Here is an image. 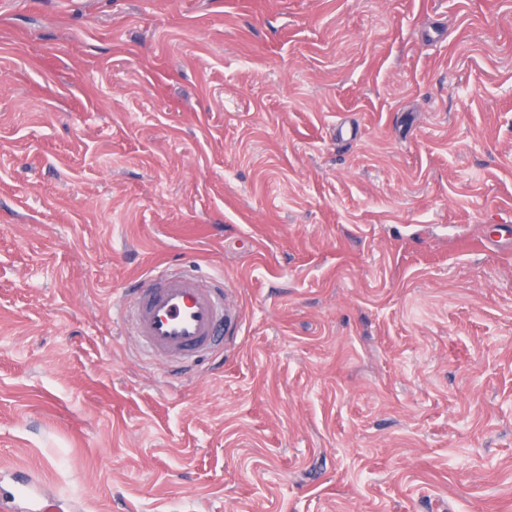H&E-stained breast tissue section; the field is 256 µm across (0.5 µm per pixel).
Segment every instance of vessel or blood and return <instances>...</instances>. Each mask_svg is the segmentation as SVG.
I'll return each instance as SVG.
<instances>
[{
	"instance_id": "1",
	"label": "vessel or blood",
	"mask_w": 512,
	"mask_h": 512,
	"mask_svg": "<svg viewBox=\"0 0 512 512\" xmlns=\"http://www.w3.org/2000/svg\"><path fill=\"white\" fill-rule=\"evenodd\" d=\"M128 299L141 343L167 363L210 350L237 318L221 288L204 287L197 276L182 272L156 271L140 280Z\"/></svg>"
}]
</instances>
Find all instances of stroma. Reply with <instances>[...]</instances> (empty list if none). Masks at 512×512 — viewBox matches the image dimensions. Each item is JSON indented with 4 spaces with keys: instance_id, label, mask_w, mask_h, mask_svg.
Segmentation results:
<instances>
[{
    "instance_id": "1",
    "label": "stroma",
    "mask_w": 512,
    "mask_h": 512,
    "mask_svg": "<svg viewBox=\"0 0 512 512\" xmlns=\"http://www.w3.org/2000/svg\"><path fill=\"white\" fill-rule=\"evenodd\" d=\"M512 0H0V494L512 512ZM238 320L174 368L158 265Z\"/></svg>"
}]
</instances>
